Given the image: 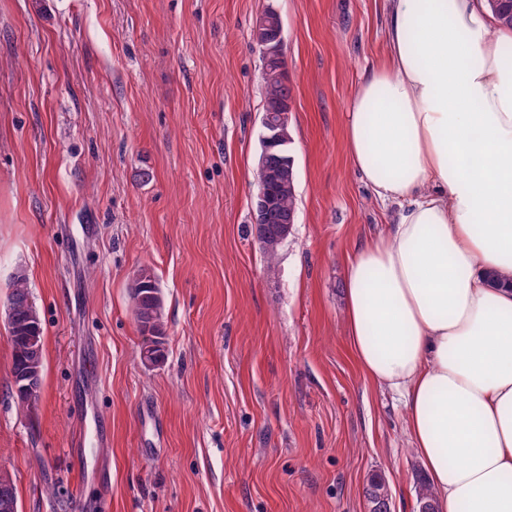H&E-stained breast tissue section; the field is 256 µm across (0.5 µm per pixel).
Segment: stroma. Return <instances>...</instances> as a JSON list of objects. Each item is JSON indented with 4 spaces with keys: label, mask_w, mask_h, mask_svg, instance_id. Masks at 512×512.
<instances>
[{
    "label": "stroma",
    "mask_w": 512,
    "mask_h": 512,
    "mask_svg": "<svg viewBox=\"0 0 512 512\" xmlns=\"http://www.w3.org/2000/svg\"><path fill=\"white\" fill-rule=\"evenodd\" d=\"M386 0H0V472L19 512H418L398 397L344 342L342 257L391 208L344 150ZM281 16L298 212L253 231L263 83ZM154 272L166 358L140 360L133 274ZM44 327L40 399L9 395L7 284ZM104 421L99 455L78 441ZM254 42L265 61L279 58L283 51L282 31L271 29L268 24L255 25ZM365 498L369 504V512H382L389 505L388 487L379 474L372 475L365 487Z\"/></svg>",
    "instance_id": "obj_1"
}]
</instances>
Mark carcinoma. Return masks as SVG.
<instances>
[{
	"mask_svg": "<svg viewBox=\"0 0 512 512\" xmlns=\"http://www.w3.org/2000/svg\"><path fill=\"white\" fill-rule=\"evenodd\" d=\"M492 11L504 26L512 27V0H488ZM263 109H276L292 100L288 86L286 60L276 59L268 66L263 78ZM276 208L268 224L255 227V238L265 259L272 263L284 242L282 233L285 222L297 217L296 180L276 185L273 188ZM134 314L144 344L152 345L141 357L157 365L165 360V327L162 317V300L156 277L149 268L139 270L131 280ZM7 335L11 347L12 379L10 394L21 412H29L39 397L27 399L18 394L16 385L20 379H30L37 389H42L44 370V329L41 317L31 300L28 277L16 272L8 283L6 304ZM365 498L369 512H382L389 505L388 487L379 474L372 475L365 487ZM0 512H18L16 491L7 476L0 475Z\"/></svg>",
	"mask_w": 512,
	"mask_h": 512,
	"instance_id": "obj_1",
	"label": "carcinoma"
}]
</instances>
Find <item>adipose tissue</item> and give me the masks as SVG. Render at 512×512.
Masks as SVG:
<instances>
[{"label": "adipose tissue", "instance_id": "obj_1", "mask_svg": "<svg viewBox=\"0 0 512 512\" xmlns=\"http://www.w3.org/2000/svg\"><path fill=\"white\" fill-rule=\"evenodd\" d=\"M346 154L385 230L344 258L346 339L398 394L434 512H512V28L487 0H388Z\"/></svg>", "mask_w": 512, "mask_h": 512}]
</instances>
